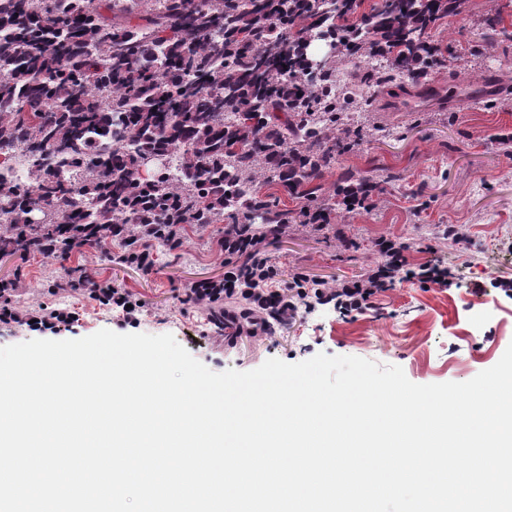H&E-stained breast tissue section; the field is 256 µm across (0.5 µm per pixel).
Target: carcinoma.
I'll use <instances>...</instances> for the list:
<instances>
[{
	"label": "carcinoma",
	"instance_id": "cac0c4a2",
	"mask_svg": "<svg viewBox=\"0 0 512 512\" xmlns=\"http://www.w3.org/2000/svg\"><path fill=\"white\" fill-rule=\"evenodd\" d=\"M0 0V259L62 263L83 249L115 266L153 271L216 224L210 239L251 279L266 255L238 253V235L285 236L299 212L273 209L277 183L329 218L363 178L323 196L312 186L359 131L341 112L356 96L336 90V61L309 49L331 39L351 0ZM431 0H382L348 30L364 48L380 33L391 51L418 49L455 13ZM158 157L168 165L150 170ZM20 277L0 280V320L15 311ZM224 281H199L189 301L224 330ZM100 302L112 284L69 268L47 289Z\"/></svg>",
	"mask_w": 512,
	"mask_h": 512
}]
</instances>
